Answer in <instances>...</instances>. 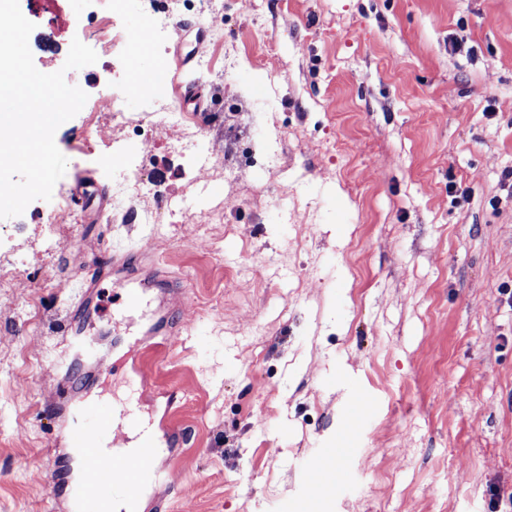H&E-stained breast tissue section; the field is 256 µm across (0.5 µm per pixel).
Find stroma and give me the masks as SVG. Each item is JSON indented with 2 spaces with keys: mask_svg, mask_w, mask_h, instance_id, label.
<instances>
[{
  "mask_svg": "<svg viewBox=\"0 0 512 512\" xmlns=\"http://www.w3.org/2000/svg\"><path fill=\"white\" fill-rule=\"evenodd\" d=\"M163 4L171 30L137 80L142 0L114 16L107 56L98 0H58L54 27L33 18L36 68L89 104L55 132L51 200L0 219V512H68L46 404L87 289L112 370L85 365L77 402L121 406L167 341L139 414L180 437L141 512H512V0ZM75 39L100 56L67 71ZM187 91L190 120L153 111ZM112 99L147 136L127 138ZM190 133L208 166L189 167ZM135 165L152 180L141 206L182 210L141 224L73 206ZM131 281L147 284L138 310ZM360 391L375 404L354 421ZM334 448L341 484L310 493Z\"/></svg>",
  "mask_w": 512,
  "mask_h": 512,
  "instance_id": "1",
  "label": "stroma"
}]
</instances>
